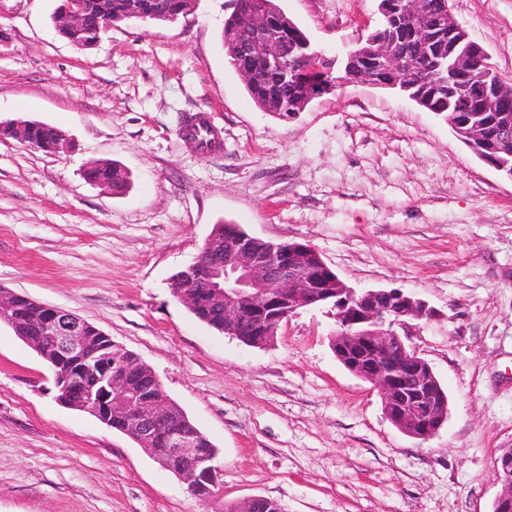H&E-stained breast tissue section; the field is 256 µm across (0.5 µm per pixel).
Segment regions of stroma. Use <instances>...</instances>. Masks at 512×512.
Listing matches in <instances>:
<instances>
[{
	"label": "stroma",
	"instance_id": "stroma-1",
	"mask_svg": "<svg viewBox=\"0 0 512 512\" xmlns=\"http://www.w3.org/2000/svg\"><path fill=\"white\" fill-rule=\"evenodd\" d=\"M60 0H0V119L54 125L48 155L0 139V285L72 312L137 354L209 438L221 472L194 497L129 437L59 405L51 371L0 322V512H222L264 497L285 512H492L512 448V181L440 115L349 83L293 119L260 111L224 55L229 0L166 25L122 24L89 49L51 20ZM327 56L380 24L376 0H278ZM512 83V0H449ZM207 112L200 154L179 129ZM111 160L122 194L89 184ZM312 244L348 285L432 307L405 341L448 391L428 440L385 417L337 359L329 306L274 343L244 345L174 297L214 225Z\"/></svg>",
	"mask_w": 512,
	"mask_h": 512
}]
</instances>
